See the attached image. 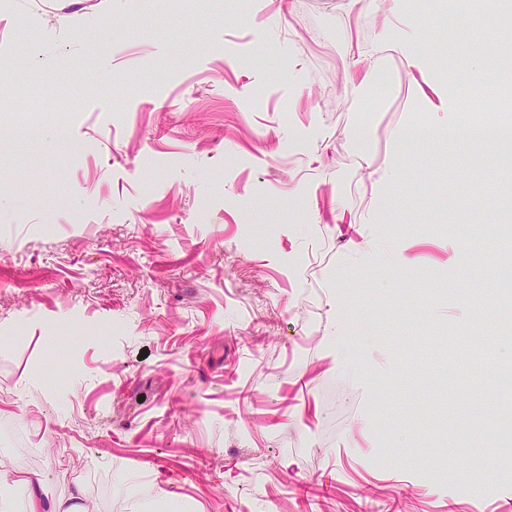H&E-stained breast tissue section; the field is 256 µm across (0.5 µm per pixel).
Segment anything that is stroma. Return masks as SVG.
<instances>
[{
  "label": "stroma",
  "instance_id": "obj_1",
  "mask_svg": "<svg viewBox=\"0 0 512 512\" xmlns=\"http://www.w3.org/2000/svg\"><path fill=\"white\" fill-rule=\"evenodd\" d=\"M428 2L412 60L392 0H0V501L19 458L83 512H512L454 441L512 252L442 195L512 143L444 137L477 23Z\"/></svg>",
  "mask_w": 512,
  "mask_h": 512
}]
</instances>
